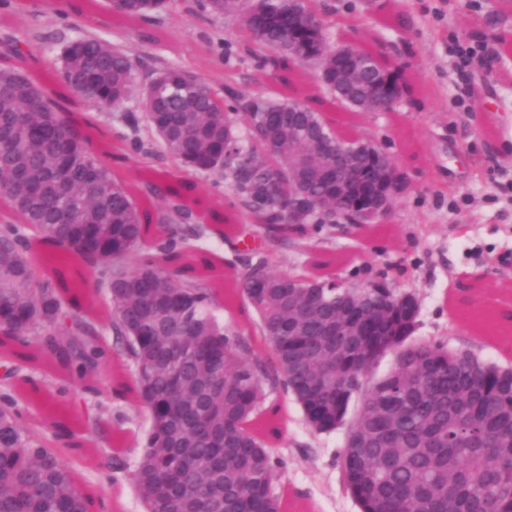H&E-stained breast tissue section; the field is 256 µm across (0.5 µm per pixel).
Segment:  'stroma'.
<instances>
[{"mask_svg": "<svg viewBox=\"0 0 512 512\" xmlns=\"http://www.w3.org/2000/svg\"><path fill=\"white\" fill-rule=\"evenodd\" d=\"M0 0V44L29 47L37 69L56 74L65 45L85 35L112 42L140 60L137 83L175 66L216 93L233 78L247 96L276 97L278 87L240 38L239 18L216 17L199 0H167L139 37L121 24L113 0ZM330 40L380 45L402 63L412 92L391 112L324 106L335 130L381 144L408 179L388 217L359 230L316 228L313 243L339 258L348 285L387 282L412 293L414 337L512 367V0H318ZM482 51L460 67L458 51ZM277 413L262 425L286 467L279 491L292 512H360L345 491L337 454L345 428L313 433L291 395L271 396ZM27 426L37 410L68 414L89 440L93 512H144L128 473L113 470L109 440L99 438L76 384L48 379L39 407L18 402Z\"/></svg>", "mask_w": 512, "mask_h": 512, "instance_id": "1", "label": "stroma"}]
</instances>
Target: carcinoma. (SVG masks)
Masks as SVG:
<instances>
[{"label":"carcinoma","mask_w":512,"mask_h":512,"mask_svg":"<svg viewBox=\"0 0 512 512\" xmlns=\"http://www.w3.org/2000/svg\"><path fill=\"white\" fill-rule=\"evenodd\" d=\"M164 0H116L123 22L159 12ZM209 14L235 13L247 52L278 84L280 98L246 97L227 88L217 97L196 76L173 66L140 88L141 121L184 176L172 180L146 169H120L142 138L105 139L99 118L77 111L84 100L99 112L120 106L135 84L136 61L98 38L71 41L61 54L55 91L30 68L32 54L13 43L0 51V360L3 385L27 370L77 381L83 401H95L92 425L112 431L105 396L120 403L116 419L144 407L151 426L131 472L146 512H281L284 463L256 423L270 394L283 388L315 433L347 427L338 453L342 484L361 512H512V368L469 351L414 338L407 303L393 288H369L355 302L375 311L394 363L372 376L366 350L331 338L316 352L323 320L336 317L340 292L331 288L335 257L315 246L308 225L288 222V200L274 176L288 162L310 169L308 199L334 210L357 205L362 187L317 176L330 158L324 144L293 134L299 115L326 124L320 110L336 102V51L316 8L288 19L290 0H200ZM299 49L291 51L288 43ZM364 71L361 90L376 99L411 89L400 68L377 47L355 46ZM329 54L326 99L301 87L303 54ZM224 172L264 247L239 257V293L256 316L254 333L224 327L209 283L216 258L197 245L208 234H236L238 215L194 194L190 175ZM55 179L61 192L33 187ZM204 218L205 223L195 220ZM292 246L305 257L302 274L278 273L272 255ZM61 248L66 258L40 268L34 256ZM122 283L112 313L87 305L83 284ZM109 322L134 367L99 384L111 355ZM11 399L0 405V512H89L84 472L93 463L86 438L65 415L47 419L43 438L25 430ZM353 440L370 444L352 448Z\"/></svg>","instance_id":"obj_1"}]
</instances>
